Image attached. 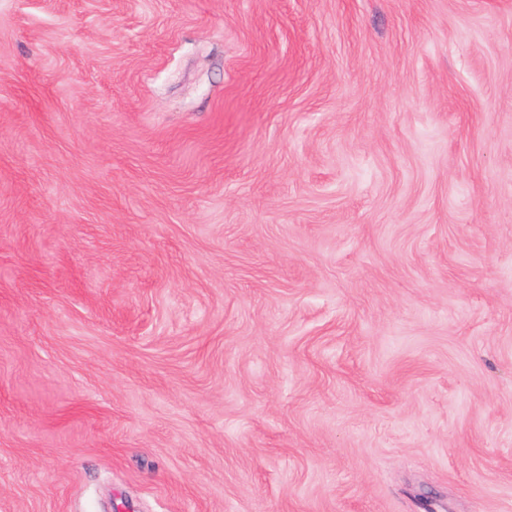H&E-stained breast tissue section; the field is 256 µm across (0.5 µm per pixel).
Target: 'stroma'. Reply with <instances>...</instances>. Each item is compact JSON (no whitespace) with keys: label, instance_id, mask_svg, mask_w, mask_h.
Segmentation results:
<instances>
[{"label":"stroma","instance_id":"stroma-1","mask_svg":"<svg viewBox=\"0 0 512 512\" xmlns=\"http://www.w3.org/2000/svg\"><path fill=\"white\" fill-rule=\"evenodd\" d=\"M0 512H512V0H0Z\"/></svg>","mask_w":512,"mask_h":512}]
</instances>
